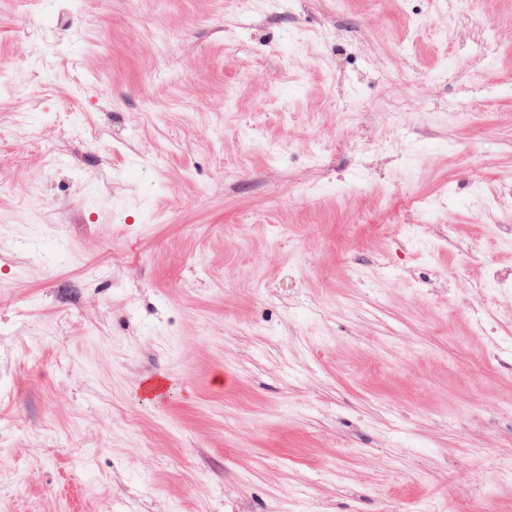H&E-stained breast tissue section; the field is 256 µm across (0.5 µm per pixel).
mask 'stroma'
Here are the masks:
<instances>
[{"instance_id": "stroma-1", "label": "stroma", "mask_w": 512, "mask_h": 512, "mask_svg": "<svg viewBox=\"0 0 512 512\" xmlns=\"http://www.w3.org/2000/svg\"><path fill=\"white\" fill-rule=\"evenodd\" d=\"M0 71V512H512V0H0Z\"/></svg>"}]
</instances>
